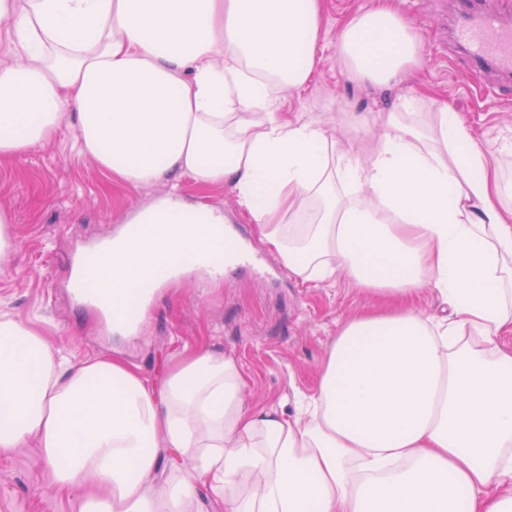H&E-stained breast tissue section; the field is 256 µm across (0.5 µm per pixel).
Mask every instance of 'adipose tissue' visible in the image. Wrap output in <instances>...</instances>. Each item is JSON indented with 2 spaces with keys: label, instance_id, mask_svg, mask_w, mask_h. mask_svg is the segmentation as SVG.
<instances>
[{
  "label": "adipose tissue",
  "instance_id": "obj_1",
  "mask_svg": "<svg viewBox=\"0 0 512 512\" xmlns=\"http://www.w3.org/2000/svg\"><path fill=\"white\" fill-rule=\"evenodd\" d=\"M321 14V0H0L18 51L0 65V163L76 126L117 179L231 186L292 274L388 301L341 327L292 413L245 404L224 352L172 357L155 388L121 354L71 364L1 314L0 452L35 442L79 512H202L205 497L224 512H512V190L444 103L439 148L392 114L365 162L278 119L312 74ZM420 52L386 4L339 36L374 85ZM131 221L155 230L103 262L119 286L224 246L215 207L164 196ZM426 288L443 316L416 309Z\"/></svg>",
  "mask_w": 512,
  "mask_h": 512
}]
</instances>
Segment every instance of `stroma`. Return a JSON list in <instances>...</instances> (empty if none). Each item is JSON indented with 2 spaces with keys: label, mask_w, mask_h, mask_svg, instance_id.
I'll list each match as a JSON object with an SVG mask.
<instances>
[{
  "label": "stroma",
  "mask_w": 512,
  "mask_h": 512,
  "mask_svg": "<svg viewBox=\"0 0 512 512\" xmlns=\"http://www.w3.org/2000/svg\"><path fill=\"white\" fill-rule=\"evenodd\" d=\"M377 3L322 0L312 75L303 88L284 92L278 118L314 123L338 150L365 161L392 133L387 119L398 97L411 95L418 107L408 119L422 130L435 125V107L445 102L473 139L488 146L512 144V85L493 72L472 81L463 53L444 36L456 19L455 0H391L422 45L419 66L395 87L367 85L347 71L337 49L339 34L351 17ZM173 190L185 201L222 208L262 256L265 272L228 266L218 282L199 273L170 281L138 336L113 335L93 310L72 302L69 260ZM0 204L11 211L15 236L12 252L0 257V314L43 328L76 362L122 352L154 384L173 355L205 345L235 357L248 405L295 404L313 394L342 325L382 305L381 297L348 279L305 282L281 267L228 186L203 185L188 176L137 187L119 182L80 151L72 128L0 165ZM79 498L56 489L35 444L0 452V512H79Z\"/></svg>",
  "instance_id": "35a3bbf8"
}]
</instances>
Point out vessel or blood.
<instances>
[{
  "instance_id": "obj_1",
  "label": "vessel or blood",
  "mask_w": 512,
  "mask_h": 512,
  "mask_svg": "<svg viewBox=\"0 0 512 512\" xmlns=\"http://www.w3.org/2000/svg\"><path fill=\"white\" fill-rule=\"evenodd\" d=\"M458 7L460 16L453 26L452 37L465 49L473 74H481L488 67L511 74L512 24L484 11L483 0H460ZM224 239L235 248L241 266L254 271L260 269L259 258L240 245L234 227L225 226ZM117 250V243L106 237L74 254L70 259V294L82 306L113 313L116 326L133 335L152 307L159 283L143 282L121 311H113L112 287L99 282L98 272L101 261Z\"/></svg>"
}]
</instances>
